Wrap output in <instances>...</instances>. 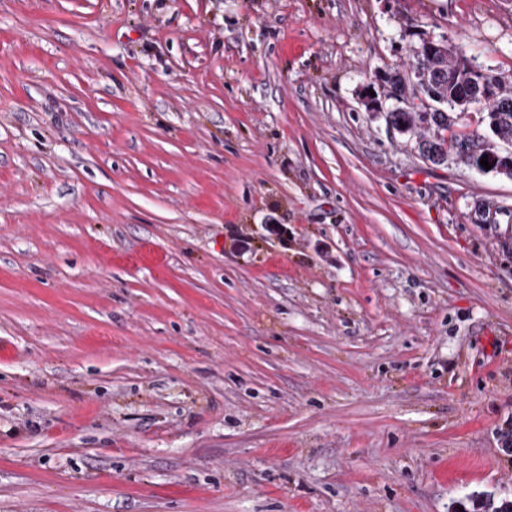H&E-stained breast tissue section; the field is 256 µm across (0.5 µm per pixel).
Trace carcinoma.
<instances>
[{
  "label": "carcinoma",
  "mask_w": 512,
  "mask_h": 512,
  "mask_svg": "<svg viewBox=\"0 0 512 512\" xmlns=\"http://www.w3.org/2000/svg\"><path fill=\"white\" fill-rule=\"evenodd\" d=\"M472 64L473 60L448 47L415 59L420 80L433 92L425 102H415L412 85L405 74L395 70L387 77L396 91L394 99L400 102V106L388 112L390 123L400 131H421L418 148L435 164L447 160L451 153L459 163L473 168L482 156L493 153V141L512 143V93L506 90L504 81L498 83L495 98L484 102L487 107L484 121L493 141H488L478 129L454 130L458 116L451 105L469 95L470 83L476 77Z\"/></svg>",
  "instance_id": "carcinoma-1"
}]
</instances>
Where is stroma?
<instances>
[{"label": "stroma", "instance_id": "35a3bbf8", "mask_svg": "<svg viewBox=\"0 0 512 512\" xmlns=\"http://www.w3.org/2000/svg\"><path fill=\"white\" fill-rule=\"evenodd\" d=\"M426 40L512 76V0H0V512L512 500V179L389 124Z\"/></svg>", "mask_w": 512, "mask_h": 512}]
</instances>
